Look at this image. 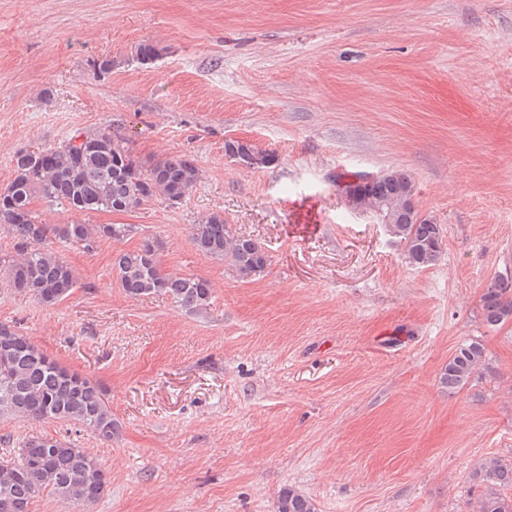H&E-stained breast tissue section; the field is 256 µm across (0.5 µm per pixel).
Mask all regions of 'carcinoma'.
<instances>
[{"label":"carcinoma","mask_w":512,"mask_h":512,"mask_svg":"<svg viewBox=\"0 0 512 512\" xmlns=\"http://www.w3.org/2000/svg\"><path fill=\"white\" fill-rule=\"evenodd\" d=\"M224 154L242 168L264 169L272 153L238 139L224 142ZM13 178L0 193V230L13 240L14 254H0V275L13 292L56 305L78 288L74 270L59 246L92 253L103 239L120 242L135 232L131 224H89L78 216L94 212H131L155 197L178 204L199 179L194 161L184 156L138 161L132 141L105 125L75 131L54 147L22 149L12 158ZM354 206L372 210L381 205L386 230L415 268L436 264L443 252V229L411 203V178L392 171L369 180L361 175L345 183ZM60 205L76 218L44 224L36 215L37 200ZM191 242L201 253L228 262L242 279L262 272L269 254L257 239L237 231L220 214L194 226ZM162 243L145 238L135 250H119L112 266L126 295H164L185 310H202L212 297L202 278L167 273L159 251ZM483 322L497 327L512 320V279L480 296ZM491 373L482 343L462 344L448 358L439 382L455 393L479 374ZM32 422L56 421L78 426L102 442H111L118 425L107 393L94 378L73 371L37 348L15 323H0V417ZM485 486L480 512H512V460L490 457L474 471ZM109 479L99 457L69 440L28 435L0 462V512H30L32 500L47 493L80 512H94ZM276 512H316L312 500L290 489L278 495Z\"/></svg>","instance_id":"1"}]
</instances>
